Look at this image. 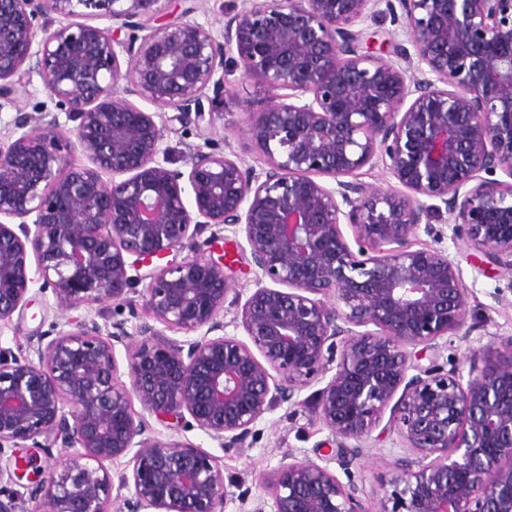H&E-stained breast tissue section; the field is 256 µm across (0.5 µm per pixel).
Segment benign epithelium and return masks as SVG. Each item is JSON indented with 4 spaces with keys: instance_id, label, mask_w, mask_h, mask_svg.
<instances>
[{
    "instance_id": "7a95c632",
    "label": "benign epithelium",
    "mask_w": 512,
    "mask_h": 512,
    "mask_svg": "<svg viewBox=\"0 0 512 512\" xmlns=\"http://www.w3.org/2000/svg\"><path fill=\"white\" fill-rule=\"evenodd\" d=\"M382 1L409 42L385 57L361 50L358 29ZM187 2L0 0V108L29 102L35 76L48 97L0 141V323L36 285L61 310L110 301L162 325L133 336L124 320H83L33 336L30 356L0 346V457L76 449L0 512H224L215 458L147 416L243 452L265 413L319 383L329 449L284 454L269 511L246 508L237 484L240 512H512V336L444 358L443 336L483 324L468 323L457 259L411 249L445 214L479 272L512 275V0H246L219 35ZM227 58L285 91L247 129L266 167L214 133L188 145L187 171L168 167L163 125L129 96L212 128L203 99L224 98ZM376 163L396 185L354 180ZM211 226L244 234L257 268L244 300L199 242ZM231 309L245 341L224 333ZM378 427L405 451L371 499L360 474ZM124 458L131 472L107 467ZM28 469L31 456L9 458L0 483Z\"/></svg>"
}]
</instances>
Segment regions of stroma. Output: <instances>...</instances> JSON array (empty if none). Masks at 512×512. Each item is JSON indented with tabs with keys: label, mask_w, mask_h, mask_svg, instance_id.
<instances>
[{
	"label": "stroma",
	"mask_w": 512,
	"mask_h": 512,
	"mask_svg": "<svg viewBox=\"0 0 512 512\" xmlns=\"http://www.w3.org/2000/svg\"><path fill=\"white\" fill-rule=\"evenodd\" d=\"M224 74L227 90L221 105L223 116L217 120L215 131L224 138L226 154L238 156L246 164L263 167L264 158L251 147L246 129L252 114L266 110L271 102V94L256 80L242 79L232 62H225ZM162 120L166 127L162 147L174 168L184 169L185 146L200 142L201 132L193 127H181L174 112L170 110L163 114ZM202 238L209 241L212 251L232 260L230 275L242 295H249L256 284V268L245 249L244 236L227 230L215 237L206 232ZM411 243L416 249L442 248L457 258L465 283L471 290L469 316L488 323L486 330L474 332L468 342L452 339L448 349L449 357L458 358L465 347L480 348L499 342L501 337L512 336V276L480 274L470 263L467 245L448 236L436 238L421 232L412 238ZM35 300L30 313L13 316L9 323L0 325V346L16 353L27 352L30 337L43 323L61 324L68 320L94 319L101 315L126 320L127 328L131 331L138 324L137 319L130 317L127 308L109 302L62 311L56 308L51 294H36ZM312 393L309 387L298 393L297 398L303 401L304 406L296 417H289V406L285 403L266 413L260 423L262 433L259 439L253 448L242 454L220 448L217 442L197 430L174 432L164 426L160 433L165 437L176 436L208 452L223 470L225 481L246 482L252 489L253 498L264 500L268 492L259 477L274 474L284 451L290 449L296 454H305L314 459L318 456L320 445L329 437L326 427L307 405ZM402 451L403 444L395 434L381 441L368 442L364 471L367 494H374L377 489L375 475L385 472L388 461Z\"/></svg>",
	"instance_id": "35a3bbf8"
}]
</instances>
